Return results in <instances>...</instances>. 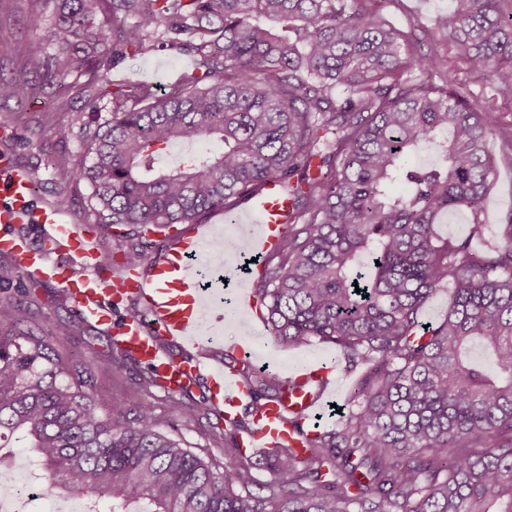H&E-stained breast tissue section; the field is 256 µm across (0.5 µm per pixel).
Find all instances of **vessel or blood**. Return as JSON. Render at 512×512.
<instances>
[{
    "mask_svg": "<svg viewBox=\"0 0 512 512\" xmlns=\"http://www.w3.org/2000/svg\"><path fill=\"white\" fill-rule=\"evenodd\" d=\"M289 206L280 185L270 182L252 198L247 215L232 216L231 221L237 224L246 218L256 224L249 249L257 255L266 254L279 242ZM16 224L39 225L41 246H33L26 237L14 233ZM203 238L199 229H192L175 241L163 261L113 277L111 269L102 264L97 245L79 232L59 205L36 200L31 173L15 165L9 155H0V253L12 258L17 272L35 275L67 291L84 320L114 325L129 356L146 365L163 388L173 392L185 382L207 375L216 411L232 419L239 407L253 401L237 368L211 365L202 357L175 362L160 355L156 342L162 336L192 346L198 343L199 317L206 299L191 259ZM78 265L86 268V275H76ZM131 296L143 304L144 316L113 322V308ZM331 373V368L324 366L295 376L291 394L265 404L255 414L252 429L238 439L240 448L254 454L278 446L300 447L301 435L288 418L295 414L305 417L313 411L318 398L314 388L327 386Z\"/></svg>",
    "mask_w": 512,
    "mask_h": 512,
    "instance_id": "obj_1",
    "label": "vessel or blood"
}]
</instances>
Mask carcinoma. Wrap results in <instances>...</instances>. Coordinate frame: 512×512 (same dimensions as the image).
Returning a JSON list of instances; mask_svg holds the SVG:
<instances>
[{
    "instance_id": "carcinoma-1",
    "label": "carcinoma",
    "mask_w": 512,
    "mask_h": 512,
    "mask_svg": "<svg viewBox=\"0 0 512 512\" xmlns=\"http://www.w3.org/2000/svg\"><path fill=\"white\" fill-rule=\"evenodd\" d=\"M35 2L32 23L50 13L56 53H33L25 71L74 76L91 106L112 102L90 164L55 166L58 183L88 182L95 223L142 236L227 214L279 182L291 214L255 289L267 330L284 351L326 344L347 370L363 367L332 428L263 455L276 479L259 486L237 447L240 461L218 472L160 432L151 406L126 423L100 409L92 370L128 360L112 337L73 371L35 336H0V440L29 443L46 493L110 499L112 512H512V210L497 243L477 247L497 122L442 59L454 43L466 70L511 100L512 0H451L433 20L442 37L405 56L412 34L380 0ZM109 40L114 67L162 43L220 79L202 87L192 71L161 95L114 89ZM429 71L438 81L422 79ZM33 91L24 76L0 83L1 98ZM199 139L224 148L157 167L161 151ZM429 145L432 162L408 163ZM461 212L467 235L442 233ZM444 289L446 313L422 321ZM475 345L491 365L472 359ZM241 375L258 406L286 395L288 381L248 363Z\"/></svg>"
}]
</instances>
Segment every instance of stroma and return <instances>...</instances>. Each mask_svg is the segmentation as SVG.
Returning a JSON list of instances; mask_svg holds the SVG:
<instances>
[{
  "mask_svg": "<svg viewBox=\"0 0 512 512\" xmlns=\"http://www.w3.org/2000/svg\"><path fill=\"white\" fill-rule=\"evenodd\" d=\"M448 0H381V12L398 28L415 32L418 50L429 47L436 14L447 11ZM31 0H0V80L20 76L26 57L35 49H47V24L31 25ZM192 54L169 48L128 59L124 64L108 68L113 83L141 82L164 91L183 72L194 69ZM32 83L41 90L26 103L0 99V150H10L16 162L35 177V196L40 200L65 197L64 209L72 222L97 242L101 260L111 266L114 275L123 272V251L137 247L143 264L163 259L172 248L174 238L183 230L174 224L140 237L130 235L120 240L105 226L92 223L88 214L90 187L80 181L60 187L53 171L55 165L80 166L87 158L91 143L85 134L94 124H102L111 116L107 102H100L96 113L85 110V97L78 83L67 88L46 82L35 75ZM463 87L468 99L482 110L499 117V133L488 145L497 173L485 201V223H498L502 214L512 209V100L496 96L483 78L468 75ZM66 136H59V129ZM20 306L23 317L14 326L0 325V336L12 334L36 336L48 346L52 357L68 366L90 365L103 350L106 327L82 320L73 299L57 285L17 273L9 258L0 255V302ZM246 327L221 323L216 330V343L209 351L233 360L236 346L254 353L259 361L270 362L272 374L288 378L300 368L313 367L333 356L332 348L313 345L282 350L270 337L259 312H247ZM149 371L139 363L113 364L112 368L94 373L95 398L98 405L110 410L114 419L129 420L138 406H152L160 431L178 440L182 447L211 463L215 469L236 464L232 452L239 432L223 417L208 409L211 396L206 380L193 381L187 390L169 392L160 385L148 384ZM195 408L193 418H185L186 408Z\"/></svg>",
  "mask_w": 512,
  "mask_h": 512,
  "instance_id": "obj_1",
  "label": "stroma"
}]
</instances>
